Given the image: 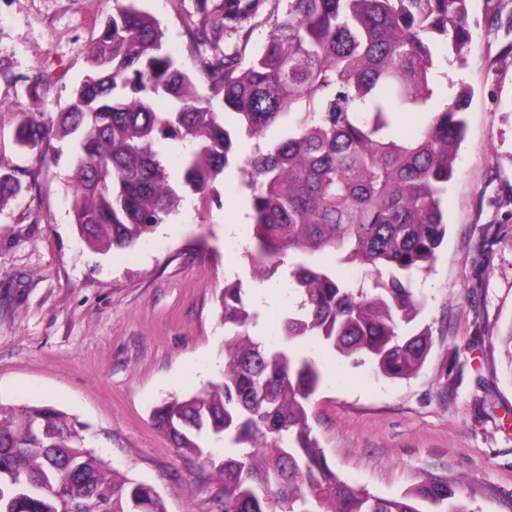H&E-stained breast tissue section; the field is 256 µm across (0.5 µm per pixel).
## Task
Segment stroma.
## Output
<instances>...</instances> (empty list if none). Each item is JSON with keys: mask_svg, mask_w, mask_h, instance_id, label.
Segmentation results:
<instances>
[{"mask_svg": "<svg viewBox=\"0 0 512 512\" xmlns=\"http://www.w3.org/2000/svg\"><path fill=\"white\" fill-rule=\"evenodd\" d=\"M166 47L186 49L195 0H140ZM113 0H0V172L20 192L0 207V404L52 405L85 426L89 447L151 484L167 512H223L213 462L157 428L165 402L218 381L224 325L217 297L249 279L248 179L239 162L206 195H188L130 252H93L72 221L69 149L20 147L26 115L52 123L86 70ZM485 0H470L477 38L441 62L442 89L468 86L466 134L444 197L448 234L417 275L422 368L387 379L311 343L323 371L309 420L329 464L366 492L397 497L426 477H470L473 512H512V33L489 37ZM50 86L32 99L35 77Z\"/></svg>", "mask_w": 512, "mask_h": 512, "instance_id": "1", "label": "stroma"}]
</instances>
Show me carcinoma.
<instances>
[{
	"mask_svg": "<svg viewBox=\"0 0 512 512\" xmlns=\"http://www.w3.org/2000/svg\"><path fill=\"white\" fill-rule=\"evenodd\" d=\"M137 0H113L71 100L48 128L30 116L19 144L71 148L70 210L95 252L131 250L177 211L181 193L203 195L237 161L232 137L278 140L244 162L254 245L253 281L288 279L299 293L280 340L258 333L264 313L242 281L224 285L222 379L156 410L178 450L212 459L224 512H474L464 481L429 478L398 498L357 488L333 469L308 420L321 384L300 344L370 363L385 378L419 371L428 329L408 328L423 303L412 288L447 233L443 199L464 138L470 91L437 99V47L461 58L472 41L470 0H287L271 34L245 56L261 0H222L213 24L241 47L215 49L200 78L184 71ZM488 26L512 27L496 0ZM431 114L410 136L405 112ZM184 144L171 183L156 146ZM19 189L0 174V205ZM330 254L376 277L356 288L314 256ZM0 512H167L147 483L88 449L84 426L53 406L0 405Z\"/></svg>",
	"mask_w": 512,
	"mask_h": 512,
	"instance_id": "obj_1",
	"label": "carcinoma"
}]
</instances>
